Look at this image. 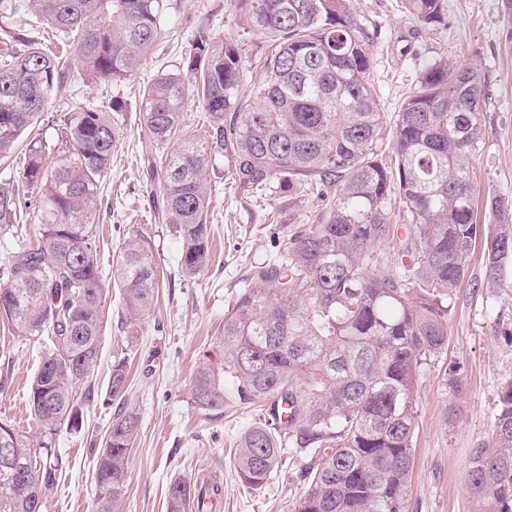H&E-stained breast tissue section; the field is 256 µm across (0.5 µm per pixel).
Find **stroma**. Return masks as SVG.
<instances>
[{
  "label": "stroma",
  "instance_id": "35a3bbf8",
  "mask_svg": "<svg viewBox=\"0 0 512 512\" xmlns=\"http://www.w3.org/2000/svg\"><path fill=\"white\" fill-rule=\"evenodd\" d=\"M162 32L140 69L121 81L93 84L72 59L63 97L54 99L49 117L90 105L109 110L122 103L114 119L118 140L112 169L101 183L104 206L97 223L99 262L110 276L124 241L133 232L148 234L160 266L156 309L130 340L118 288H110L104 307L100 360L80 382L82 423L62 431L56 446L69 457L48 512H92L96 450L112 416L104 404L115 359H130L128 403L141 417L129 480L120 512H167V487L177 477L218 475L224 498L221 512H289L303 481L300 463L282 457L271 480L261 488L244 486L235 471L241 433L258 422L257 411L225 406L223 413L203 411L192 401L190 380L200 362L222 359L215 337L224 312L247 283L252 266L274 260L295 222L316 209L315 200H279L278 218L254 195L235 191L224 181V158L216 156L206 171L210 185L221 187L211 206V258L189 279L180 269L183 243L171 225L155 221L156 180L141 153L144 129L139 110L143 90L159 72L176 64L197 31L213 38L238 40L248 62L263 54L262 36L248 28L231 0H162ZM443 24L428 26L408 13L402 0H354L356 15L371 33L369 79L383 111L396 112L424 64L439 59L454 66L475 61L485 73L489 99L483 114L485 145L474 162L473 179L480 199L512 201V0H444ZM22 154L0 163V182L13 184L26 208L15 228V242L39 237L35 206L38 193L22 179ZM482 248L468 261V276L453 295L448 341L428 359L415 397L413 468L405 512H474L465 476L474 448L491 432L498 394L512 381V268L502 285L483 288ZM7 358L12 384L0 392V418L35 433L26 408L25 386L36 372L41 348L15 339ZM456 372L460 390L448 386Z\"/></svg>",
  "mask_w": 512,
  "mask_h": 512
}]
</instances>
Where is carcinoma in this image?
I'll return each mask as SVG.
<instances>
[{"label":"carcinoma","mask_w":512,"mask_h":512,"mask_svg":"<svg viewBox=\"0 0 512 512\" xmlns=\"http://www.w3.org/2000/svg\"><path fill=\"white\" fill-rule=\"evenodd\" d=\"M426 25L445 19L443 0H404ZM264 37L262 78L250 82L238 41L202 32L176 68L144 88L142 153L160 169L162 220L182 243L181 270L208 266L212 188L206 168L224 154L235 191L276 211L281 195L318 201L273 262L251 270L253 286L224 312V362L200 364L191 397L202 410L230 399L261 411L241 436L236 473L267 483L283 453L300 456L305 488L289 512H405L422 367L448 339L453 291L484 241V283L512 265V202L492 198L495 223H477L471 171L483 148L488 83L474 63L427 64L393 117L369 81L371 37L353 0H234ZM32 13L73 47L83 75L117 81L138 70L161 35L160 0H0V17ZM0 53V159L23 152V182L39 190L41 237L18 244L0 267V343L51 342L27 388L40 430L30 438L0 419L12 460L0 461V512H47L68 462L62 428L82 421L76 384L100 351L107 288L94 224L118 132L93 107L69 112L56 138L20 142L66 87L69 68L23 30ZM206 112L190 131L188 100ZM403 224L391 223L392 202ZM18 191L0 185V233L17 223ZM392 239L394 265L373 247ZM113 283L129 323L155 309L159 265L151 238L124 243ZM128 358L113 362L106 391L116 406L95 461L94 512H118L139 434L127 406ZM181 477L167 512H188L201 491ZM467 490L476 512H512V381L504 384L488 442L473 450Z\"/></svg>","instance_id":"1"}]
</instances>
